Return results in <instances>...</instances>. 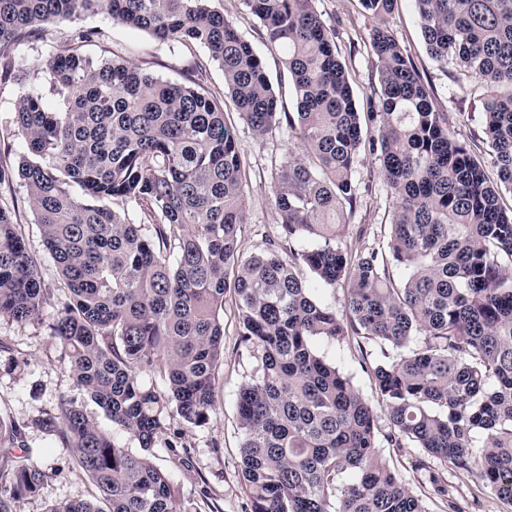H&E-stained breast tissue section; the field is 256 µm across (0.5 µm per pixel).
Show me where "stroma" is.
Segmentation results:
<instances>
[{"mask_svg": "<svg viewBox=\"0 0 512 512\" xmlns=\"http://www.w3.org/2000/svg\"><path fill=\"white\" fill-rule=\"evenodd\" d=\"M238 30L253 40L287 111H294L296 99L288 81L282 80V58L269 52L258 40V20L245 8L243 0H216ZM317 11L336 29V47L347 66L358 101H365L377 80V60L368 42L373 24L360 0H316ZM84 26L96 29L98 38L88 46L90 55L107 58L124 54L136 66L162 80L183 83L202 77L206 88L220 100H227L224 73L199 46L190 48L162 42L143 31H136L101 14L85 18ZM387 26L409 54L425 81L434 90L433 107L454 116V135L481 160L489 177H496L497 167L483 133V107L489 96L487 85L470 78L454 65L433 60L426 51L413 0H398ZM68 38L64 26L48 27L43 41L23 47L16 78L0 89V151L20 153L21 145L14 134V103L24 92L46 85L45 62L49 55L63 47ZM225 118L238 135L246 173V222L241 228L239 251L249 256L267 248L280 234L279 217L273 208L269 186L289 152L297 151L293 132L279 128L272 133L255 136L234 109ZM360 200L348 219L345 241L359 249L385 245L393 210V198L383 182L372 156L358 154L353 173ZM0 199L15 203L31 251L42 264L45 287L57 288L60 282L55 265L42 245L40 230L26 205V189L21 180L0 190ZM0 338L6 339L23 362L11 367L0 364V412L24 425L25 441L48 473L38 496L21 500L18 512H43L46 503L89 498L91 485L79 470L72 453L57 438L49 435L34 420L41 412L52 410L61 399L82 401L85 412L104 430L112 431L117 444L129 450L139 445L131 435L113 431L111 422L97 405L83 401L81 392L60 358V349L44 325L18 324L0 320ZM317 350L349 375L360 393L376 400L371 366L382 360L386 345L374 340L349 335L345 340H320ZM253 359L241 343L237 314L233 303L224 305V367L220 372V402L217 414L203 428L176 425L170 431V445H157L152 460L167 472L193 505V512H250L249 501L240 481V435L236 419V393L252 370ZM382 458L418 497L427 512H448L445 499L437 496L430 474H437L453 493L463 512H512V504L502 500L489 487L472 475L455 471L440 460L429 462L428 469L414 467L421 451L417 448L380 450Z\"/></svg>", "mask_w": 512, "mask_h": 512, "instance_id": "1", "label": "stroma"}]
</instances>
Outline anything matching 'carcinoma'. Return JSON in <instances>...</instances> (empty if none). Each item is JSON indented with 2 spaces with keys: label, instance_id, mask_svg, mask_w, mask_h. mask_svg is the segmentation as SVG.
Masks as SVG:
<instances>
[{
  "label": "carcinoma",
  "instance_id": "1",
  "mask_svg": "<svg viewBox=\"0 0 512 512\" xmlns=\"http://www.w3.org/2000/svg\"><path fill=\"white\" fill-rule=\"evenodd\" d=\"M212 2L0 0V87L15 79L19 47L70 26L66 48L46 61L49 92L15 103L23 153H0V186L24 182L61 279L49 336L76 386L141 449L117 445L74 400L42 412L35 423L72 449L94 487L89 500L43 512H192L147 452L173 425L202 428L215 416L228 296L256 359L236 395L250 512H426L382 460L383 442L421 448L512 503V209L500 203L512 192V0H414L432 58L492 89L484 134L496 184L386 26L397 0H361L377 59L365 111L316 0H244L282 56L294 112ZM91 14L202 46L254 135L284 124L295 132L300 152L270 184L280 246L240 255L245 172L224 103L199 82L88 55L98 32L75 22ZM362 150L394 198L381 250L341 241ZM343 284L347 322L315 295ZM50 299L16 210L0 204V318L40 323ZM351 332L393 349L371 367L389 410L385 434L315 346ZM47 478L24 427L0 416V512H17Z\"/></svg>",
  "mask_w": 512,
  "mask_h": 512
}]
</instances>
